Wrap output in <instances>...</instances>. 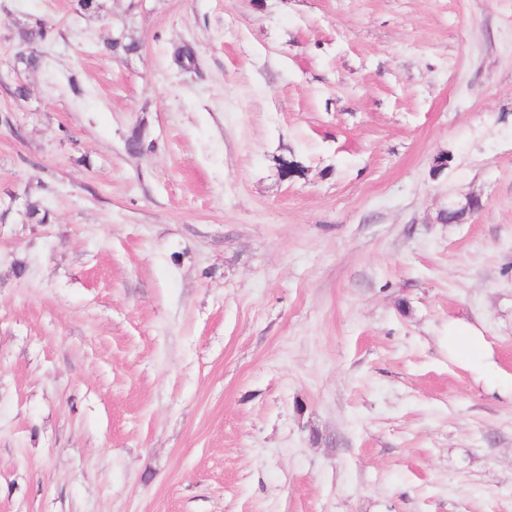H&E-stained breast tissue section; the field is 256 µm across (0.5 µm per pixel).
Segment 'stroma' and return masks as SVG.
<instances>
[{
  "instance_id": "35a3bbf8",
  "label": "stroma",
  "mask_w": 512,
  "mask_h": 512,
  "mask_svg": "<svg viewBox=\"0 0 512 512\" xmlns=\"http://www.w3.org/2000/svg\"><path fill=\"white\" fill-rule=\"evenodd\" d=\"M101 4L0 0V512H512V0ZM51 34L52 31L50 27L36 21L33 24H26L19 27L15 33V38L19 44L25 42H38L42 44L51 38ZM484 339L475 327L457 324L448 326V355L470 363H479L484 355Z\"/></svg>"
}]
</instances>
